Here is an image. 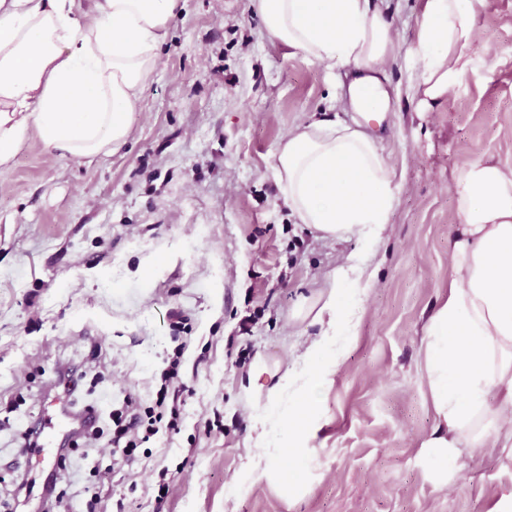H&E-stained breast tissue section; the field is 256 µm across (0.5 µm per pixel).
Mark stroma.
<instances>
[{
    "instance_id": "1",
    "label": "stroma",
    "mask_w": 512,
    "mask_h": 512,
    "mask_svg": "<svg viewBox=\"0 0 512 512\" xmlns=\"http://www.w3.org/2000/svg\"><path fill=\"white\" fill-rule=\"evenodd\" d=\"M421 3L388 0L397 58L378 135L399 187L380 240L321 238L285 205L273 155L298 125L350 122L331 104L353 68L282 45L257 0H185L112 156L71 159L33 136L0 170V512H489L512 493L480 449L443 487L420 448L433 426L422 329L461 221L450 184L479 160L512 167V0H473L480 63L426 113L406 94ZM350 255L377 276L365 293L345 288L360 321L293 438L243 380L256 356L291 363L318 334L292 313ZM176 351L178 433L114 462L112 410L154 405ZM74 366L72 408L94 410L95 430L62 463L54 448L22 454L25 422L53 414L49 388ZM261 425L301 448L297 487L251 468Z\"/></svg>"
}]
</instances>
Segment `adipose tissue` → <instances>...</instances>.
Here are the masks:
<instances>
[{"label": "adipose tissue", "instance_id": "obj_1", "mask_svg": "<svg viewBox=\"0 0 512 512\" xmlns=\"http://www.w3.org/2000/svg\"><path fill=\"white\" fill-rule=\"evenodd\" d=\"M180 0H0V169L37 135L73 159L116 152L158 65V49ZM267 32L308 58L363 69L349 92L375 122L389 111L381 77L396 57L386 0H257ZM471 0H424L409 91L419 111L440 105L475 69ZM278 186L292 215L323 236L377 239L395 203L396 173L361 123L322 120L296 127L274 154ZM451 194L461 218L452 245L448 292L422 331L421 361L433 426L426 456L454 465L462 449L494 455L512 441L497 425L512 415V168L492 160L468 165ZM375 270L347 257L304 298L293 317L320 328L291 365L256 356L246 375L255 398L284 404L290 432L316 411L344 361L338 336L359 317L342 285L366 291ZM256 460L299 483L294 448L251 439Z\"/></svg>", "mask_w": 512, "mask_h": 512}]
</instances>
